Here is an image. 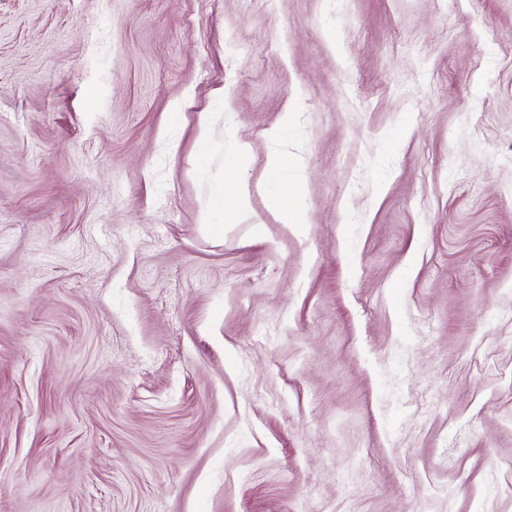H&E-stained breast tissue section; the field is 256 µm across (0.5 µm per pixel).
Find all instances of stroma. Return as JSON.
Returning <instances> with one entry per match:
<instances>
[{
  "instance_id": "stroma-1",
  "label": "stroma",
  "mask_w": 512,
  "mask_h": 512,
  "mask_svg": "<svg viewBox=\"0 0 512 512\" xmlns=\"http://www.w3.org/2000/svg\"><path fill=\"white\" fill-rule=\"evenodd\" d=\"M509 460L512 0H0V512H512ZM242 190L243 187H240L236 182L225 181L224 183L219 184L213 192L211 207L207 213L206 219L209 220L211 216L218 211H224V204L228 200L242 202Z\"/></svg>"
}]
</instances>
